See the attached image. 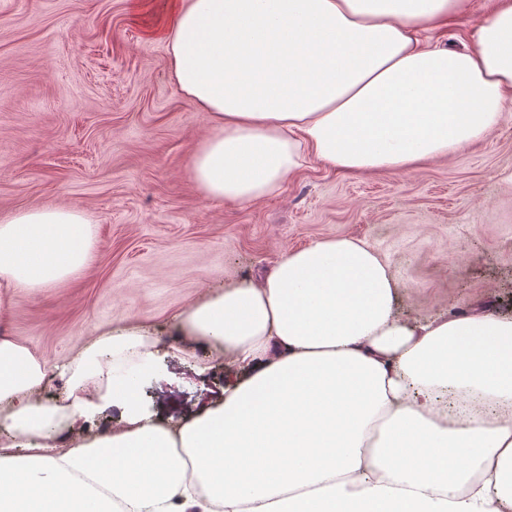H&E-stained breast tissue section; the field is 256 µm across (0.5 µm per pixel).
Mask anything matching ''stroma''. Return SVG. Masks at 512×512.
<instances>
[{
    "label": "stroma",
    "instance_id": "obj_1",
    "mask_svg": "<svg viewBox=\"0 0 512 512\" xmlns=\"http://www.w3.org/2000/svg\"><path fill=\"white\" fill-rule=\"evenodd\" d=\"M158 0H0V214L84 211L93 257L76 277L7 300L0 336L52 370L116 327L162 338L140 387L175 424L224 398V366L184 358L172 336L192 304L258 282L288 252L357 238L389 264L401 320L493 309L512 315V111L484 140L411 171L343 174L305 162L253 203L204 198L189 178L209 134L147 38Z\"/></svg>",
    "mask_w": 512,
    "mask_h": 512
}]
</instances>
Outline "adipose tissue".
I'll return each instance as SVG.
<instances>
[{"instance_id":"1","label":"adipose tissue","mask_w":512,"mask_h":512,"mask_svg":"<svg viewBox=\"0 0 512 512\" xmlns=\"http://www.w3.org/2000/svg\"><path fill=\"white\" fill-rule=\"evenodd\" d=\"M468 0H166L177 91L210 134L190 165L212 201L251 203L313 159L411 170L485 139L512 107V0L464 43H428ZM81 211L0 216V289L46 288L92 256ZM366 242L318 240L179 316L231 356L224 400L169 425L144 413L151 336H100L40 400L46 367L0 336V512H512V317L397 318ZM116 425L85 432L99 406ZM74 439L58 450L57 434Z\"/></svg>"}]
</instances>
